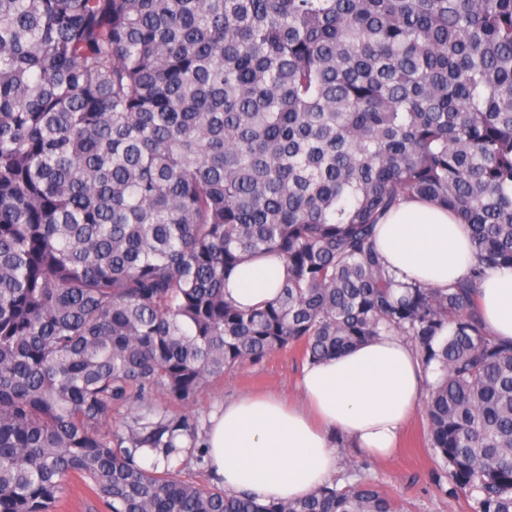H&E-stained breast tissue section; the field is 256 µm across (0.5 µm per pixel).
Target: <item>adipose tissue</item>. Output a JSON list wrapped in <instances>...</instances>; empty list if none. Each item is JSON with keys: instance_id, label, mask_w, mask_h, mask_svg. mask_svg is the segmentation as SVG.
<instances>
[{"instance_id": "obj_1", "label": "adipose tissue", "mask_w": 512, "mask_h": 512, "mask_svg": "<svg viewBox=\"0 0 512 512\" xmlns=\"http://www.w3.org/2000/svg\"><path fill=\"white\" fill-rule=\"evenodd\" d=\"M377 243L398 280L443 288L466 275L473 261L470 228L451 211L418 200L401 204L377 227ZM284 262L262 257L236 267L226 294L242 307L274 301ZM489 331L512 341V269L487 270L478 288ZM302 403L274 395L225 402L207 433L209 466L226 491L261 502L304 498L338 471L340 434L386 457L419 405L424 390L415 350L397 336H380L355 349L306 365Z\"/></svg>"}]
</instances>
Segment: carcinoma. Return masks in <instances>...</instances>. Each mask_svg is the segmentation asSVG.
I'll list each match as a JSON object with an SVG mask.
<instances>
[{"instance_id":"cac0c4a2","label":"carcinoma","mask_w":512,"mask_h":512,"mask_svg":"<svg viewBox=\"0 0 512 512\" xmlns=\"http://www.w3.org/2000/svg\"><path fill=\"white\" fill-rule=\"evenodd\" d=\"M419 199L471 228L446 288L376 226ZM282 258L278 299L224 294ZM512 0H0V512H403L377 483L261 503L183 476L224 372L381 334L426 382L427 446L468 512H512ZM478 287L480 312L487 328L502 341H512V269L487 270Z\"/></svg>"}]
</instances>
